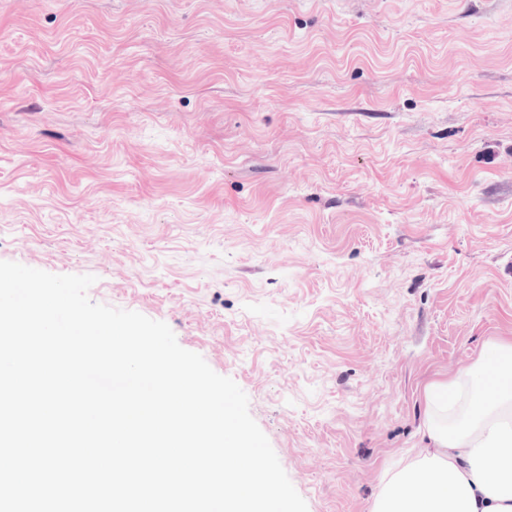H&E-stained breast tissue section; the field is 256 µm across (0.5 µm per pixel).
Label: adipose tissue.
<instances>
[{
  "label": "adipose tissue",
  "mask_w": 512,
  "mask_h": 512,
  "mask_svg": "<svg viewBox=\"0 0 512 512\" xmlns=\"http://www.w3.org/2000/svg\"><path fill=\"white\" fill-rule=\"evenodd\" d=\"M420 445L387 472L371 512H512V343L427 383Z\"/></svg>",
  "instance_id": "adipose-tissue-1"
}]
</instances>
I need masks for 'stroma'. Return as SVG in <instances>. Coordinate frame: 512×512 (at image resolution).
Returning a JSON list of instances; mask_svg holds the SVG:
<instances>
[{
    "label": "stroma",
    "instance_id": "35a3bbf8",
    "mask_svg": "<svg viewBox=\"0 0 512 512\" xmlns=\"http://www.w3.org/2000/svg\"><path fill=\"white\" fill-rule=\"evenodd\" d=\"M0 261L91 274L371 512L512 338V0H0Z\"/></svg>",
    "mask_w": 512,
    "mask_h": 512
}]
</instances>
